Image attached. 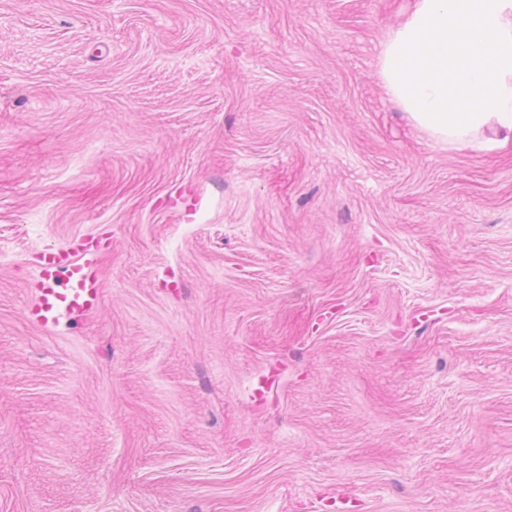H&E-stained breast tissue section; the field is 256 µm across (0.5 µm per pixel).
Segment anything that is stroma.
Wrapping results in <instances>:
<instances>
[{"mask_svg": "<svg viewBox=\"0 0 512 512\" xmlns=\"http://www.w3.org/2000/svg\"><path fill=\"white\" fill-rule=\"evenodd\" d=\"M413 2L0 0V512H512V148L392 100ZM97 246L83 236L46 254L39 268L38 299L26 310L29 321L38 327L55 326L62 314L88 316L101 304V288L92 272ZM84 259L83 263H78Z\"/></svg>", "mask_w": 512, "mask_h": 512, "instance_id": "obj_1", "label": "stroma"}]
</instances>
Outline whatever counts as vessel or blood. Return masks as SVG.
Listing matches in <instances>:
<instances>
[{
  "label": "vessel or blood",
  "instance_id": "vessel-or-blood-1",
  "mask_svg": "<svg viewBox=\"0 0 512 512\" xmlns=\"http://www.w3.org/2000/svg\"><path fill=\"white\" fill-rule=\"evenodd\" d=\"M96 255L97 247L90 239L76 236L43 257L38 298L26 310L32 324L48 328L55 326L61 315L83 317L99 309L102 291L93 272Z\"/></svg>",
  "mask_w": 512,
  "mask_h": 512
}]
</instances>
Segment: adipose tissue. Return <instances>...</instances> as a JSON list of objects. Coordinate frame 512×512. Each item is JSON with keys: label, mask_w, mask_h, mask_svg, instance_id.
Wrapping results in <instances>:
<instances>
[{"label": "adipose tissue", "mask_w": 512, "mask_h": 512, "mask_svg": "<svg viewBox=\"0 0 512 512\" xmlns=\"http://www.w3.org/2000/svg\"><path fill=\"white\" fill-rule=\"evenodd\" d=\"M385 85L432 137L512 144V0H414L380 56Z\"/></svg>", "instance_id": "ef3b65f1"}]
</instances>
